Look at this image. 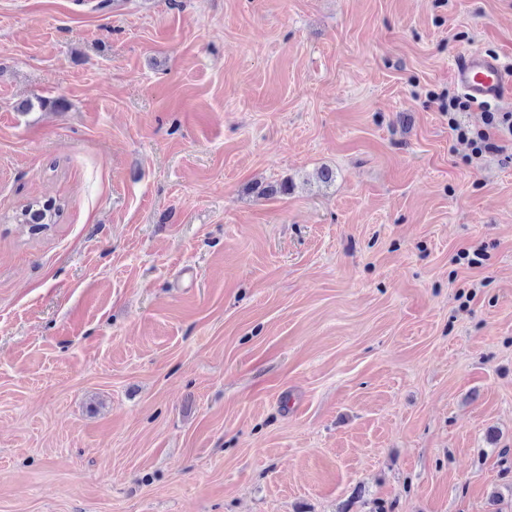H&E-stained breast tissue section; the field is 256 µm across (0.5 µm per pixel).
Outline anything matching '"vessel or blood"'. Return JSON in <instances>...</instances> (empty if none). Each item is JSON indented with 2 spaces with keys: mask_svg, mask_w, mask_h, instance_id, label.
Masks as SVG:
<instances>
[{
  "mask_svg": "<svg viewBox=\"0 0 512 512\" xmlns=\"http://www.w3.org/2000/svg\"><path fill=\"white\" fill-rule=\"evenodd\" d=\"M452 77L473 102L512 99V64L498 55L477 49L462 53L453 65Z\"/></svg>",
  "mask_w": 512,
  "mask_h": 512,
  "instance_id": "obj_1",
  "label": "vessel or blood"
}]
</instances>
